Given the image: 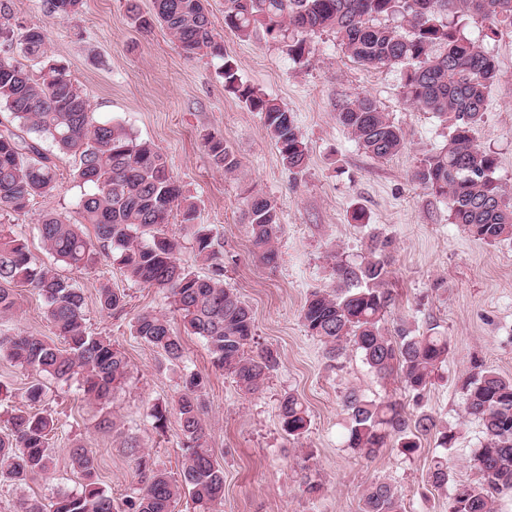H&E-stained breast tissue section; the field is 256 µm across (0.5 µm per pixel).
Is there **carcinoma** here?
<instances>
[{
  "instance_id": "obj_1",
  "label": "carcinoma",
  "mask_w": 512,
  "mask_h": 512,
  "mask_svg": "<svg viewBox=\"0 0 512 512\" xmlns=\"http://www.w3.org/2000/svg\"><path fill=\"white\" fill-rule=\"evenodd\" d=\"M419 1L428 8H416ZM153 4L152 14L134 13L133 22L144 29L162 25L188 58H224L225 89L261 114L283 167L302 171L308 149L293 113L244 82L235 63L224 57V44L215 39L205 0ZM81 6L82 0H45L51 16L75 15ZM467 17L487 22L485 37L495 36L498 27H512V0H224V27L240 38L260 31L273 39L290 34L289 54L301 60L311 53L312 35L331 31L353 60L400 68L405 101L434 114L448 129L447 144L421 159L412 179L448 202L451 223L492 244L512 239V192L495 176L494 152L478 142L498 68L494 56L463 33ZM18 30L24 55L46 57V30L25 25L0 3L3 51L13 49ZM0 105L6 106L18 128L0 130V217L24 212L32 199L55 187L56 165L43 147L48 141L79 161L73 178L91 185L92 191L80 198L78 209L82 224L95 230L92 240L81 224L58 214L44 215L38 231L55 263L35 266L23 236L0 229V320L14 315V287L26 286L43 297L47 319L60 338L57 343L0 331V356L58 382L74 380L88 398L108 402L125 382L128 361L111 339L87 332L84 291L58 270L60 262L84 268L104 259L117 264L125 279L165 294L184 328L202 339L213 366L231 375L244 392H259L277 359L268 349L251 350L252 310L224 285L218 239L210 225L195 223L197 205L171 176L164 153L122 123L93 121L83 87L50 60L32 74L0 58ZM338 119L374 159L386 160L404 147L402 128L367 96L348 100ZM204 147L215 167L227 174L238 170L239 160L223 138L210 135ZM176 212L191 229L197 254L212 262L210 274L200 275L178 261L179 240L168 230ZM243 216L251 227L253 254L267 264L276 263L274 243L281 229L276 206L254 192L246 199ZM392 250L390 238L373 233L360 262L335 260L334 287L311 292L300 320L306 332L324 344L329 360L351 346L380 378L399 372L404 388L418 403L448 356V337L432 322L421 331L403 327L394 336L385 331V315L393 301L388 288ZM98 301L110 314L125 308L126 294L105 284L99 288ZM132 335L158 349L169 362L184 361L181 337L165 315L152 310L138 314ZM205 387L200 373L187 371L171 404L183 437L181 482L132 443L128 455L142 487L138 496L118 506L100 487L94 455L86 448H73L71 461L83 476L80 487L47 504L21 498L15 512H172L183 491L195 512H222L224 469L208 445ZM461 390L464 415L482 427L483 442L473 456L480 478L455 486L448 512H494L493 494L512 493V378L477 364ZM345 406V442L361 454H376L393 436L406 455L417 452L421 439L431 433L445 449L455 440L453 431L438 427L427 413L406 416L396 400H369L351 391ZM279 417L283 431L294 440L308 431L307 407L293 393L280 401ZM8 425L7 432L0 433V484L21 486L49 469L50 441L59 423L49 414L16 408ZM450 481L448 458L439 456L429 469L428 482L442 488ZM361 512H402L401 500L390 484L377 482L363 493Z\"/></svg>"
}]
</instances>
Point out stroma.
Returning a JSON list of instances; mask_svg holds the SVG:
<instances>
[{
    "label": "stroma",
    "instance_id": "35a3bbf8",
    "mask_svg": "<svg viewBox=\"0 0 512 512\" xmlns=\"http://www.w3.org/2000/svg\"><path fill=\"white\" fill-rule=\"evenodd\" d=\"M8 3L20 20L46 26L48 55L84 88L94 120L121 122L165 154L174 179L198 207V223L210 225L222 245L226 285L253 312V350L271 349L279 365L263 390L250 395L213 367L196 336L183 338L185 364L169 363L131 333L134 318L145 310L165 313L181 327L162 293L124 279L103 260L78 271L62 268V275L84 290L88 332L119 344L129 372L101 405L76 382L43 380L0 357V429L7 426L9 410L23 405L25 387L38 379L46 395L37 411L64 426L51 441L53 460L46 473L18 488L0 485V512H14L23 496L46 502L76 490L82 478L70 450L77 445L93 452L101 487L119 503L139 488L128 442H137L171 476H179V419L168 414L164 428H155L148 408L172 399L187 368L208 377L204 420L209 446L224 469L222 512H360L365 489L379 481L398 491L403 512H447L448 488L432 487L427 479L436 457L447 456L456 483L479 478L473 455L483 433L478 421L462 413V381L477 362L512 377V240L493 245L474 240L461 225L450 223L445 200L412 179L419 161L444 146L447 131L433 114L403 100L399 69L355 62L330 32L313 35L312 52L302 60L292 58L286 41L239 38L224 26V0H207L213 32L224 42L223 57L193 59L183 55L165 28H138L127 0H82L80 12L69 17L47 16L42 0ZM485 31V23L466 20L465 35L485 44L499 70L478 136L498 157L497 177L512 187V28L501 27L489 41ZM227 58L243 81L294 114L308 147L303 172L294 175L282 166L261 114L225 91L219 71ZM363 95L403 129L405 146L399 154L371 158L339 122L343 103ZM209 134L222 135L238 158L235 174L212 165L204 147ZM51 157L58 169L55 188L35 197L25 213L0 223L27 239L38 265L52 260L37 230L40 217L52 212L78 221L77 202L87 190L71 177L73 157L56 151ZM255 191L281 212L274 265L252 254L249 227L242 222L245 199ZM357 207L365 215L360 224L351 218ZM372 229L394 242L389 282L394 304L386 329L421 328L431 321L450 342L447 360L418 405L398 376L377 378L355 350L327 361L320 341L300 321L309 293L330 287L334 257L359 260ZM105 284L124 290L123 311H100L98 290ZM15 293L10 328L51 335L42 297L23 286ZM352 389L372 399L400 400L411 417L430 414L438 425L456 431L453 448L442 450L432 435L410 456L393 444L372 457L347 448L344 396ZM288 393L297 394L309 413L308 430L298 440L289 438L280 423L279 401ZM105 418L113 428L102 427ZM310 482L319 485V492L306 493Z\"/></svg>",
    "mask_w": 512,
    "mask_h": 512
}]
</instances>
